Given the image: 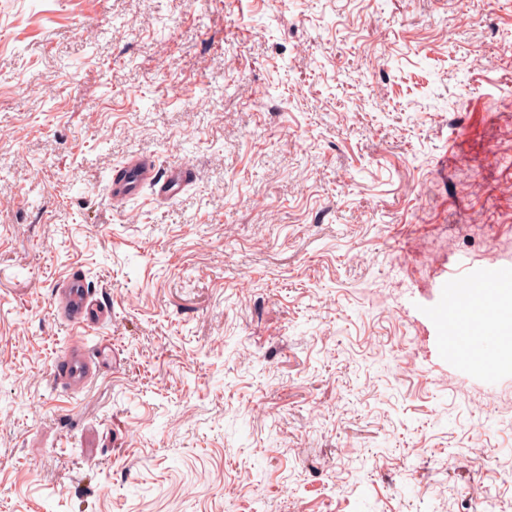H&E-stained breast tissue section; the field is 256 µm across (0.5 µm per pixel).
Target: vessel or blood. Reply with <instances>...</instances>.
I'll list each match as a JSON object with an SVG mask.
<instances>
[{
	"instance_id": "obj_1",
	"label": "vessel or blood",
	"mask_w": 512,
	"mask_h": 512,
	"mask_svg": "<svg viewBox=\"0 0 512 512\" xmlns=\"http://www.w3.org/2000/svg\"><path fill=\"white\" fill-rule=\"evenodd\" d=\"M194 179L192 170L185 165L161 167L154 160L144 157L128 159L113 175L109 186L112 205L148 193L150 201L167 202L175 198ZM464 263H457L449 271L451 287L448 291V311L442 320L449 338H456L464 327L465 313L458 302L455 285L466 278ZM58 317L78 332L57 365L55 378L71 391H82L98 375L99 363L85 349L82 332L103 322L109 314L108 307L94 298L80 274H72L59 284L55 294Z\"/></svg>"
}]
</instances>
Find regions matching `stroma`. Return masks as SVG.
<instances>
[{"instance_id": "35a3bbf8", "label": "stroma", "mask_w": 512, "mask_h": 512, "mask_svg": "<svg viewBox=\"0 0 512 512\" xmlns=\"http://www.w3.org/2000/svg\"><path fill=\"white\" fill-rule=\"evenodd\" d=\"M132 156L194 180L113 207ZM460 258L512 272V0H0V512H512ZM465 267L466 265L460 261L449 270L448 311L442 319L443 326L448 330L449 342H453L458 333L464 328L463 320L466 314L458 302L456 288L452 287L463 278L468 277V271H465ZM55 308L58 317L74 330L89 332L109 315L108 307L94 298L80 274L72 273L59 284L55 294ZM84 336H75L57 365L55 378L71 391H82L98 375L99 363L83 345ZM95 358V359H94Z\"/></svg>"}]
</instances>
